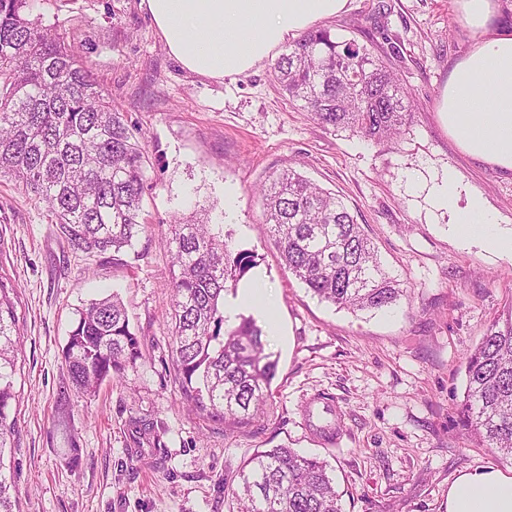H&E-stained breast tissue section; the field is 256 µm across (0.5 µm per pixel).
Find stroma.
Returning a JSON list of instances; mask_svg holds the SVG:
<instances>
[{"instance_id":"35a3bbf8","label":"stroma","mask_w":512,"mask_h":512,"mask_svg":"<svg viewBox=\"0 0 512 512\" xmlns=\"http://www.w3.org/2000/svg\"><path fill=\"white\" fill-rule=\"evenodd\" d=\"M78 48L149 160L147 224L133 248L88 257L61 238L45 204L0 179V274L17 291L18 433L4 473L18 512H229L228 491L255 451L285 445L327 461L342 512H445L466 468L512 473L458 425L464 359L512 306V257L463 242L432 188L455 169L481 195L497 233L512 236V174L465 155L436 105L472 38L454 0H349L328 28L374 46L413 97L392 142L325 128L289 103L265 60L237 80L185 69L165 48L142 0H32ZM295 170L338 194L407 294L391 308L352 313L320 301L283 265L260 230L259 190ZM207 209L276 305L253 317L277 361L256 420L229 426L193 409L172 366V217ZM124 302L141 357L94 395L72 387L61 350L91 300ZM333 408V439L305 419L311 399ZM152 429L134 439L131 420Z\"/></svg>"}]
</instances>
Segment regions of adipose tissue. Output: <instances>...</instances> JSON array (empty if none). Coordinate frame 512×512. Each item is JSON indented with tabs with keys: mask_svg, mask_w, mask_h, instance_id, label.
<instances>
[{
	"mask_svg": "<svg viewBox=\"0 0 512 512\" xmlns=\"http://www.w3.org/2000/svg\"><path fill=\"white\" fill-rule=\"evenodd\" d=\"M169 53L205 77L237 79L281 43L336 17L348 0H142ZM473 42L442 89L438 113L460 149L512 172V31L492 27L496 0H456ZM455 172L434 189L454 213L453 231L493 251L512 243L492 231L496 218L476 195L461 196ZM445 512H512V475L466 468L448 485Z\"/></svg>",
	"mask_w": 512,
	"mask_h": 512,
	"instance_id": "1",
	"label": "adipose tissue"
}]
</instances>
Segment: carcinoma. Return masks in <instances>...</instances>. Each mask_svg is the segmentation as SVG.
<instances>
[{
  "label": "carcinoma",
  "mask_w": 512,
  "mask_h": 512,
  "mask_svg": "<svg viewBox=\"0 0 512 512\" xmlns=\"http://www.w3.org/2000/svg\"><path fill=\"white\" fill-rule=\"evenodd\" d=\"M32 0H0V177L46 204L61 237L98 256L133 245L145 230L142 199L148 152L103 95L79 52L37 19ZM275 80L293 104L324 127L369 140L396 139L412 113L410 92L385 59L328 28L309 31L280 55ZM263 225L288 270L340 309L389 308L406 295L336 194L295 171L260 190ZM174 365L185 395L234 423L257 417L272 395L277 360L250 317L224 329V294L254 266L206 210L169 225ZM13 288L0 274V450L17 432L19 327ZM117 297L91 302L62 349L71 385L92 393L140 358ZM460 402L467 436L512 460V307L465 358ZM0 512H14L1 473ZM328 464L281 446L256 452L239 470L230 512H342Z\"/></svg>",
  "instance_id": "obj_1"
}]
</instances>
